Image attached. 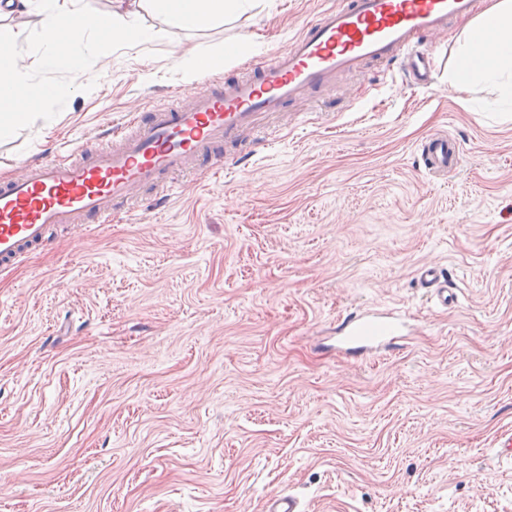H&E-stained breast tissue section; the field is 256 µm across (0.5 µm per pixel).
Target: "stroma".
I'll return each instance as SVG.
<instances>
[{
    "instance_id": "stroma-1",
    "label": "stroma",
    "mask_w": 512,
    "mask_h": 512,
    "mask_svg": "<svg viewBox=\"0 0 512 512\" xmlns=\"http://www.w3.org/2000/svg\"><path fill=\"white\" fill-rule=\"evenodd\" d=\"M333 2L260 0L78 79L35 72L54 94L0 132V181L181 93L178 57L246 30L256 51L210 71L242 75ZM463 27L429 39V86L366 64L245 169L0 272V512H265L278 492L303 512H512V120L449 86ZM440 129L462 150L444 180L419 154ZM424 264L455 305L418 287ZM359 309L405 312L400 349L339 348Z\"/></svg>"
}]
</instances>
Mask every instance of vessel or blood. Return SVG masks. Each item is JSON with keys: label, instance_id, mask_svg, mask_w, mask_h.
Segmentation results:
<instances>
[{"label": "vessel or blood", "instance_id": "obj_1", "mask_svg": "<svg viewBox=\"0 0 512 512\" xmlns=\"http://www.w3.org/2000/svg\"><path fill=\"white\" fill-rule=\"evenodd\" d=\"M475 8L476 0H340L249 73L207 79L110 129L102 143L24 164L0 183V270L46 247L52 228L103 224L142 196L164 204L177 177L240 168L244 156L225 153L227 144L249 133L264 146L265 131L284 108L366 63L400 64L404 76L429 85L427 39ZM420 157L430 175L444 177L459 166L461 146L438 131L421 142ZM417 282L441 307L453 303L440 268L420 267ZM404 330L400 313L353 312L341 320L338 334L346 351L359 352L393 348Z\"/></svg>", "mask_w": 512, "mask_h": 512}]
</instances>
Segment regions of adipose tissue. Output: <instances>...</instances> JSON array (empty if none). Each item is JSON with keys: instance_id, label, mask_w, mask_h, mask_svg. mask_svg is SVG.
<instances>
[{"instance_id": "adipose-tissue-1", "label": "adipose tissue", "mask_w": 512, "mask_h": 512, "mask_svg": "<svg viewBox=\"0 0 512 512\" xmlns=\"http://www.w3.org/2000/svg\"><path fill=\"white\" fill-rule=\"evenodd\" d=\"M23 12L36 17L42 35L25 46L10 27V10L0 7V125L28 123L32 110L53 94L49 84L31 78L25 63L35 56L39 69L78 71L86 55L111 60L117 48L143 47L163 35L162 28L142 23V15L162 18L164 26L201 29L236 11L252 8L253 0H113L112 10L92 9L89 0H19ZM458 67L448 82L466 93L475 85L492 92L483 108L512 112V0H492L474 18L456 47Z\"/></svg>"}]
</instances>
